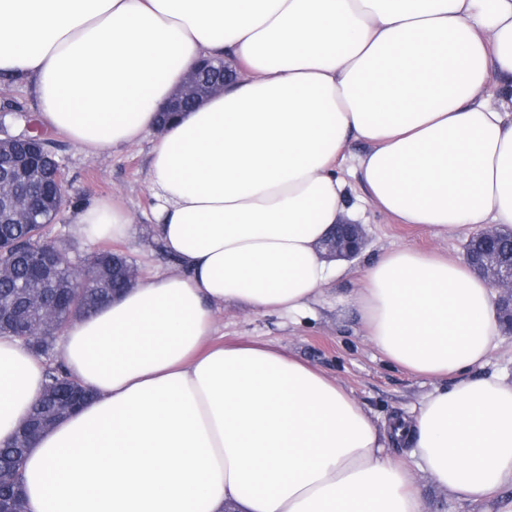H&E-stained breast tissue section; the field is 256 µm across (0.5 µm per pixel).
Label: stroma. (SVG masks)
I'll list each match as a JSON object with an SVG mask.
<instances>
[{
    "label": "stroma",
    "instance_id": "obj_1",
    "mask_svg": "<svg viewBox=\"0 0 512 512\" xmlns=\"http://www.w3.org/2000/svg\"><path fill=\"white\" fill-rule=\"evenodd\" d=\"M53 140L65 166L67 201L50 226L51 236L59 238L74 257L85 258L103 248L120 249L143 278L174 269L176 263L165 252L157 233L155 199L146 178L150 140L107 155L82 151L59 133L54 134ZM366 150L362 141H350L345 159L336 169L347 183L346 204L356 209L367 233L366 244L350 262L348 271L323 288L311 302L310 313L304 316L263 315L240 304H225L216 316V339L227 344L263 343L292 354L342 382L365 411L387 420L418 407L433 382L391 365L381 356L358 313L346 302L359 286L354 271L381 251L398 246L459 258L467 236L435 234L420 225L398 223L365 201L353 167ZM102 198L113 199L130 212L131 237L115 241L79 232L77 210ZM394 454L419 486L428 512H504L512 503L511 485L483 502L459 501L418 470L403 449H395Z\"/></svg>",
    "mask_w": 512,
    "mask_h": 512
}]
</instances>
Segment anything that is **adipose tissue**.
I'll return each instance as SVG.
<instances>
[{"mask_svg":"<svg viewBox=\"0 0 512 512\" xmlns=\"http://www.w3.org/2000/svg\"><path fill=\"white\" fill-rule=\"evenodd\" d=\"M206 57L242 73L154 136ZM0 77L85 152L154 136L147 182L178 262L67 326L61 357L94 397L29 450L28 512H426L394 448L466 502L512 485V375L483 371L503 328L460 259L398 247L359 272L375 347L434 382L390 421L276 347L213 340L224 303L296 315L335 277L320 244L345 217L350 139L399 223L512 227V0H0ZM76 222L115 240L132 225L106 199ZM44 383L0 337V446Z\"/></svg>","mask_w":512,"mask_h":512,"instance_id":"adipose-tissue-1","label":"adipose tissue"}]
</instances>
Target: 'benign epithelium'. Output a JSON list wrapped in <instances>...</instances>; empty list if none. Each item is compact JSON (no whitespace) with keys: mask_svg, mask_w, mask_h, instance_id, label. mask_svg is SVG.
<instances>
[{"mask_svg":"<svg viewBox=\"0 0 512 512\" xmlns=\"http://www.w3.org/2000/svg\"><path fill=\"white\" fill-rule=\"evenodd\" d=\"M236 75V67L219 59H203L185 75L182 83L160 108L162 112H187L204 103L215 94L224 91L226 82ZM47 149V138L33 145L27 132L17 135L4 134L0 137V164L7 169V175L0 174V202L9 204L12 223L36 224L40 215V204L16 193V178L19 176L39 178L46 174L57 185H66L63 165L53 156L43 154ZM512 240V229L504 230L489 225L471 236L463 245L464 261L481 277L485 278L495 291V303L500 313L512 324V259H504L497 250L502 240ZM366 243V232L361 224L348 220L336 225L332 236L322 246L332 258L351 260L358 256ZM57 287L52 265L45 262L36 268L32 278L18 289V295L26 303L28 313L24 319L27 332L21 340H35L57 331L61 317L60 300L49 289ZM59 399L73 411L85 400V392L74 384L65 382L59 391ZM56 423L53 415L41 419L27 417L18 425V434L24 440V447L31 448L42 434Z\"/></svg>","mask_w":512,"mask_h":512,"instance_id":"obj_1","label":"benign epithelium"}]
</instances>
